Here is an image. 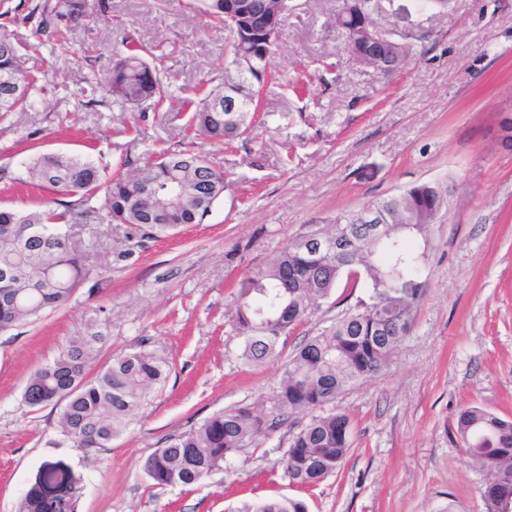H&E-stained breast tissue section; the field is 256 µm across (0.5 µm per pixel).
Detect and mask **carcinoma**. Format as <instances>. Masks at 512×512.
Listing matches in <instances>:
<instances>
[{
	"label": "carcinoma",
	"mask_w": 512,
	"mask_h": 512,
	"mask_svg": "<svg viewBox=\"0 0 512 512\" xmlns=\"http://www.w3.org/2000/svg\"><path fill=\"white\" fill-rule=\"evenodd\" d=\"M203 15L216 26L236 28L250 43L252 57L244 68L230 53L227 69L239 86L238 112H224V85L199 99H187L196 136L230 142L245 134L257 111L275 46L257 27L246 32V20L224 15V0H202ZM84 0H43L23 16L36 32L78 23ZM361 11L341 0L328 25L345 38ZM145 49L126 46L104 88V96L146 109L161 107L168 90ZM39 78L26 73L20 47L0 32V116L24 107ZM27 174L39 185L72 198L62 209L15 211L0 209V334L34 323L66 305L85 281L98 274L86 263L63 224L92 200H100L104 223L129 226L119 261L131 258L147 242L185 224H201L224 193V176L206 157L187 147L152 151L134 174H108L81 155L41 153L31 158ZM448 209V190L425 181L370 202L359 210L341 212L334 224L351 228L354 248L345 255L325 250L316 255L301 247L302 238L288 243L267 265L239 283L235 325L247 365L276 356L279 339L297 322L334 299L342 308L336 320L310 337L284 364L277 398L286 410L313 411L355 382L378 373L391 361L407 335L409 318L423 295L420 270L425 252L413 247L428 241L430 228ZM375 216L382 237L365 236V219ZM359 271L351 279L347 271ZM367 295L355 296L356 289ZM340 295H335L337 289ZM107 339L101 322L92 318L70 337L59 354L38 367L23 391L31 409L57 406L61 434L79 448H107L118 438L139 407L165 383L171 361L139 348L117 356L95 376L89 375L93 355ZM262 430V420L241 409L212 414L199 426L170 437L149 455L142 468L159 488H192ZM350 423L342 413L315 415L293 435L283 458L289 480L313 487L332 474L349 452ZM456 435L464 451L491 474L483 496H512V419L480 406L463 409ZM18 512H49L40 484L29 488ZM249 512H307L297 499L272 498Z\"/></svg>",
	"instance_id": "obj_1"
}]
</instances>
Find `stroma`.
<instances>
[{
  "mask_svg": "<svg viewBox=\"0 0 512 512\" xmlns=\"http://www.w3.org/2000/svg\"><path fill=\"white\" fill-rule=\"evenodd\" d=\"M85 3L66 33L67 54L53 34L33 35L20 20L6 25L26 68L56 75L29 108L0 119V166L13 173L0 180V208L59 202L24 180L36 153L82 154L131 173L148 152L180 148L191 116L184 98L224 81L230 36L206 24L198 0ZM292 5L246 134L194 144L224 173V193L204 222L116 264L125 225L80 214L70 233L105 275L40 321L0 335V512H17L47 460L77 480L78 512H247L263 497L300 499L308 512H487L490 474L454 431L471 405L512 417V142L500 129L512 115V0H453L441 12L381 0L382 27L408 34L413 49L389 76L342 51L325 25L338 0ZM133 42L151 51L171 94L159 110L92 99L115 54ZM429 180L452 191L431 228L426 288L409 332L382 372L325 405L348 416L350 451L318 486L299 488L282 458L311 415L281 409L275 395L285 360L337 308L324 302L281 337L278 359L248 366L233 327L238 285L336 214ZM101 309L107 340L92 371L142 346L174 367L126 432L90 457L61 435L57 410L29 409L22 394L31 373ZM239 407L265 423L253 443L201 485H151L141 468L147 456Z\"/></svg>",
  "mask_w": 512,
  "mask_h": 512,
  "instance_id": "stroma-1",
  "label": "stroma"
}]
</instances>
